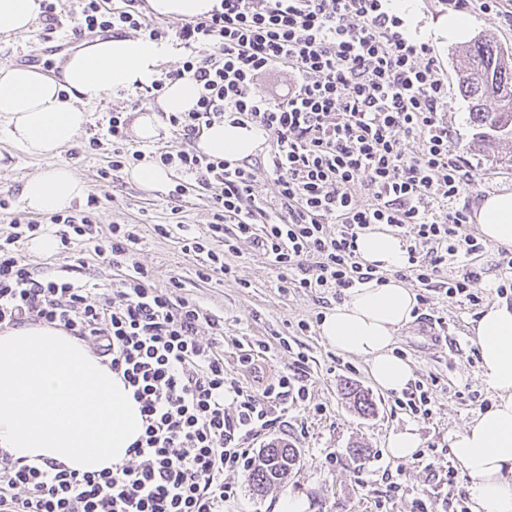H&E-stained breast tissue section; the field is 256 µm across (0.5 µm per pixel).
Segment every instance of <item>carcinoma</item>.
<instances>
[{
    "label": "carcinoma",
    "instance_id": "carcinoma-1",
    "mask_svg": "<svg viewBox=\"0 0 512 512\" xmlns=\"http://www.w3.org/2000/svg\"><path fill=\"white\" fill-rule=\"evenodd\" d=\"M463 53L468 67L459 77V90L468 102L471 123L479 129L476 144L512 136V57L506 56L495 41L485 38L474 40ZM348 395L359 413L369 415L374 411V402L365 391L351 387ZM299 462V452L291 444L268 443L249 474L252 494L264 496L283 483Z\"/></svg>",
    "mask_w": 512,
    "mask_h": 512
}]
</instances>
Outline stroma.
<instances>
[{"label":"stroma","mask_w":512,"mask_h":512,"mask_svg":"<svg viewBox=\"0 0 512 512\" xmlns=\"http://www.w3.org/2000/svg\"><path fill=\"white\" fill-rule=\"evenodd\" d=\"M71 29L70 20L51 30L39 18L29 32L0 34V65H19L26 56L37 53L42 71L63 66L53 47L57 38ZM412 37L429 42L448 77L445 117L450 145L465 159L473 175L472 185L459 203L474 207L482 197L512 186V139L473 149L477 129L458 90L460 43L443 44L417 31ZM149 101L148 93L141 90L133 96L104 95L87 102L89 123L59 156L97 197V222L136 226L140 241L135 260L153 272L156 284L165 287L178 280L179 296L194 299L223 317L224 374L239 381L248 394H260L267 381L287 371L295 352L309 357L311 404L290 410L284 424L250 437L247 443L256 452L272 439L287 440L301 453L299 468L289 475L284 487L261 498L250 491L247 469L227 472L226 478L235 483L238 495L225 502L224 512H277L279 499L288 494L304 498L308 512H460L468 504V481L461 472H454L450 483L436 484L430 471L416 460L390 458L386 441L391 431L411 426L418 432L421 450L430 456L440 455L448 445L449 433L460 430L478 413L480 402H495V394L480 377V359L472 353L471 324L485 306L497 303L512 308V288L501 287L512 252L488 243L472 262V269L481 275V304L474 306L465 299L448 297L442 290H429L427 318L414 319L397 333L395 350L410 361L417 381L435 384L431 415H410L395 407L394 394L374 384L361 358L336 352L323 342L321 315L335 306L332 294L278 290L277 274L266 255L248 243L241 244L237 254L225 257L236 272V281H225L218 275L200 281L196 276L198 257L183 252L177 237L154 234L156 224H181L191 233L203 230L212 220V204L194 179L180 172H173L170 178L171 184L185 187L182 202L176 206L167 189H144L130 180L126 171L112 170L109 116L116 111L131 112L133 105L144 106ZM94 137L100 141L96 149L89 146ZM46 166L43 159L15 151L0 132V199L8 203L0 210V238L12 233L15 220L28 217L20 200L22 185ZM21 250L26 263L39 275L91 277L104 289L124 275L123 269L99 266L88 245L46 254L25 243ZM241 279L246 280V287H238ZM302 320L310 325L303 334L297 331ZM240 338L266 342L271 350L253 363H244L236 344ZM351 384L372 396L374 414L363 415L353 408L344 394ZM358 446L366 451L364 459L353 454Z\"/></svg>","instance_id":"obj_1"}]
</instances>
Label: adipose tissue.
Instances as JSON below:
<instances>
[{"instance_id":"adipose-tissue-1","label":"adipose tissue","mask_w":512,"mask_h":512,"mask_svg":"<svg viewBox=\"0 0 512 512\" xmlns=\"http://www.w3.org/2000/svg\"><path fill=\"white\" fill-rule=\"evenodd\" d=\"M395 8L420 24L422 32L446 42L466 40L471 33V21L463 13L427 20L416 0H397ZM40 13L41 0H0V34L29 31ZM173 56L170 43L117 35L73 54L60 82L27 67L0 66V130L16 150L49 162L23 186L21 201L29 211L65 212L90 191L70 167L57 161L90 121L83 100L148 86ZM197 97L193 79L170 83L156 103L146 105L135 117L136 137L145 143L158 141L165 128L163 114L190 111ZM264 140L256 125L226 120L204 129L197 148L235 163L254 155ZM474 221L485 240L512 249V188L482 198ZM356 252L363 262L386 271L388 279L351 289L325 313L320 334L337 352L362 358L382 390L399 393L415 380L409 362L393 350L397 332L414 319L417 308L415 293L395 276L407 261L405 243L378 224L359 236ZM472 334L482 378L497 399L464 428L451 432L448 444L456 467L469 480L470 512H512V309L488 306Z\"/></svg>"}]
</instances>
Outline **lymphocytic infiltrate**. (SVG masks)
<instances>
[{
  "label": "lymphocytic infiltrate",
  "mask_w": 512,
  "mask_h": 512,
  "mask_svg": "<svg viewBox=\"0 0 512 512\" xmlns=\"http://www.w3.org/2000/svg\"><path fill=\"white\" fill-rule=\"evenodd\" d=\"M219 2L182 25L178 37L190 54L150 86L156 95L188 75L199 86L191 111L167 116L180 143L154 153L210 194L212 222L182 240L184 251L206 257L197 277H233L224 257L247 242L268 256L281 290H324L340 301L350 288L385 281L356 253L358 235L385 224L406 241L399 278L427 287L443 276L448 297L479 304V273L452 271L483 247L465 231L468 212L454 206L471 174L449 145L448 79L433 48L404 35L394 0ZM74 15L86 33L169 36L131 2L116 9L75 0ZM278 67L293 86L279 96L259 91L258 79ZM227 117L274 132L269 196L255 193V164L197 149L203 129ZM409 140L417 156L406 155ZM359 189L369 204L358 203ZM97 203L89 197L87 210L50 221L63 248L87 242L100 263L125 268L119 285L97 295L77 278L36 277L20 246L41 226L28 221L0 240V329L43 324L87 343L131 388L144 430L125 461L94 472L0 450V512H224L237 494L225 472L253 461L246 440L310 401L305 359L258 397L226 379L223 321L157 287L132 259L137 233L96 223ZM216 241L223 250L213 249ZM203 326L210 341L198 337Z\"/></svg>",
  "instance_id": "obj_1"
}]
</instances>
